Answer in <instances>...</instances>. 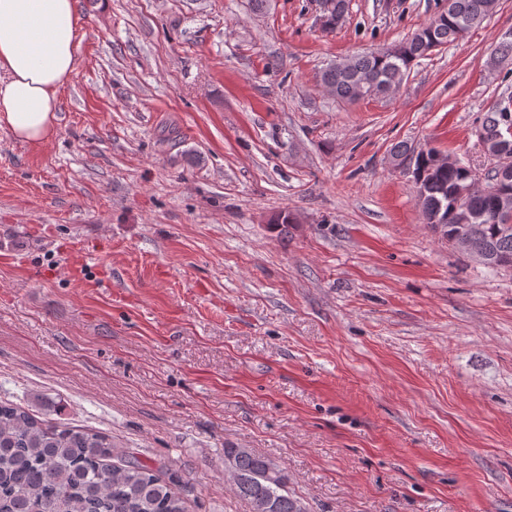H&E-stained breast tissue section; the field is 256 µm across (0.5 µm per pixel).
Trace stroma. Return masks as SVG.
I'll return each instance as SVG.
<instances>
[{
    "mask_svg": "<svg viewBox=\"0 0 512 512\" xmlns=\"http://www.w3.org/2000/svg\"><path fill=\"white\" fill-rule=\"evenodd\" d=\"M448 0H78L53 139L0 129V400L111 435L189 512H512V270L427 227L400 142L472 163L512 0L382 98L319 74ZM289 212L293 223L276 218ZM224 457L234 461L233 465L230 459L224 458V478L233 484L237 471L239 479L234 489L240 497L252 505L257 499H267L272 512H301L298 500L288 492V476L282 469L249 448L225 449ZM271 505H253V512H271Z\"/></svg>",
    "mask_w": 512,
    "mask_h": 512,
    "instance_id": "obj_1",
    "label": "stroma"
}]
</instances>
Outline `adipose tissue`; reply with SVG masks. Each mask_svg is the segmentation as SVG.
<instances>
[{
    "label": "adipose tissue",
    "instance_id": "obj_1",
    "mask_svg": "<svg viewBox=\"0 0 512 512\" xmlns=\"http://www.w3.org/2000/svg\"><path fill=\"white\" fill-rule=\"evenodd\" d=\"M76 0H0V127L40 147L76 68Z\"/></svg>",
    "mask_w": 512,
    "mask_h": 512
}]
</instances>
